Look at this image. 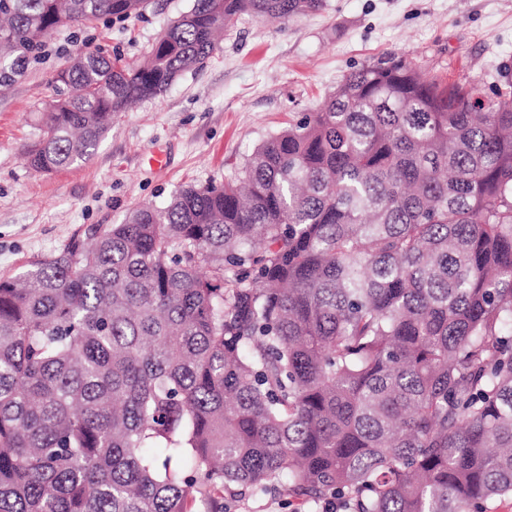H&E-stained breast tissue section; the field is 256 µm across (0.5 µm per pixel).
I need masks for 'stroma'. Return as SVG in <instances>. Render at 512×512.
<instances>
[{"mask_svg":"<svg viewBox=\"0 0 512 512\" xmlns=\"http://www.w3.org/2000/svg\"><path fill=\"white\" fill-rule=\"evenodd\" d=\"M192 3L153 0L141 17L63 28L37 56L0 61V277L142 204L223 183L256 146L319 108L344 75L387 54L448 83H475L486 98L512 84V0H325L285 23L240 17L202 67L121 113L89 161L30 169L41 108L76 52L100 45L142 59ZM157 149L160 169L149 163Z\"/></svg>","mask_w":512,"mask_h":512,"instance_id":"1","label":"stroma"}]
</instances>
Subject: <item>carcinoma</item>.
Here are the masks:
<instances>
[{"label": "carcinoma", "mask_w": 512, "mask_h": 512, "mask_svg": "<svg viewBox=\"0 0 512 512\" xmlns=\"http://www.w3.org/2000/svg\"><path fill=\"white\" fill-rule=\"evenodd\" d=\"M150 0H0V57ZM193 0L144 61L85 48L29 166L204 63L242 15ZM0 279V512H195L288 495L329 512H489L512 497V85L343 78L240 175L182 189Z\"/></svg>", "instance_id": "1"}]
</instances>
